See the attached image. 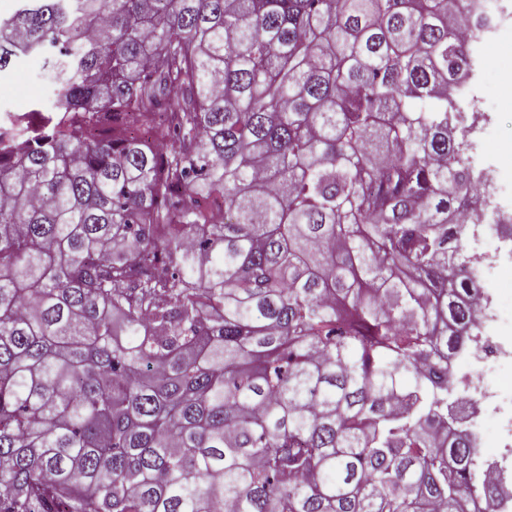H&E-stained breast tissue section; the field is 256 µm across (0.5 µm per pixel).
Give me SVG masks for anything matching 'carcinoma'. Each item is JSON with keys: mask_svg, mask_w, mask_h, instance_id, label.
Returning a JSON list of instances; mask_svg holds the SVG:
<instances>
[{"mask_svg": "<svg viewBox=\"0 0 512 512\" xmlns=\"http://www.w3.org/2000/svg\"><path fill=\"white\" fill-rule=\"evenodd\" d=\"M0 512H468L471 0H19ZM43 60L38 56H28L19 60L13 67L0 72V113H15V116L38 117V123L48 112H27L32 101L47 100L50 87L42 76Z\"/></svg>", "mask_w": 512, "mask_h": 512, "instance_id": "1", "label": "carcinoma"}]
</instances>
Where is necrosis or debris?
<instances>
[{
  "label": "necrosis or debris",
  "mask_w": 512,
  "mask_h": 512,
  "mask_svg": "<svg viewBox=\"0 0 512 512\" xmlns=\"http://www.w3.org/2000/svg\"><path fill=\"white\" fill-rule=\"evenodd\" d=\"M502 238L501 228L479 224L463 242L466 267L478 274L481 312L471 328L468 347L448 359L453 425L495 447L492 461L482 465L480 496L484 499L496 496L512 461V316L505 313L501 299L489 298L485 288L486 281L499 272L491 260Z\"/></svg>",
  "instance_id": "4bbe7bcc"
}]
</instances>
